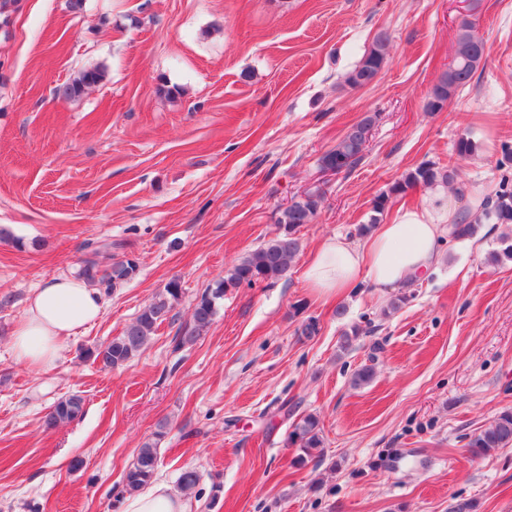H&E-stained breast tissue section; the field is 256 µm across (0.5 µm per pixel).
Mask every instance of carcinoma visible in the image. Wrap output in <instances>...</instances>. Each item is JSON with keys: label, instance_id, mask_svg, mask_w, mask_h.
Returning a JSON list of instances; mask_svg holds the SVG:
<instances>
[{"label": "carcinoma", "instance_id": "1", "mask_svg": "<svg viewBox=\"0 0 512 512\" xmlns=\"http://www.w3.org/2000/svg\"><path fill=\"white\" fill-rule=\"evenodd\" d=\"M455 41L456 50L448 70L438 77L428 94L425 104V110L428 112L441 111L445 102L453 99L470 82L484 58V39L471 22L461 23ZM390 46V35L385 31L379 32L355 68L347 74L346 83L353 87L359 80L381 72L389 61ZM105 77L104 66H90L80 70L70 81L57 86L54 89V96L63 100L75 99L88 88L100 84ZM372 125L373 117L368 115L349 126L336 145L320 156L319 168L334 167L336 162L342 160L346 161L349 171L357 166L363 159ZM455 175L454 167L440 166L432 161L420 163L376 197L373 202L374 216L370 218L369 223L358 225V235L370 234L378 223V216L383 214L395 199L418 187L448 184L454 180ZM323 202V192L319 190L304 196L291 197V204L280 211L277 221L281 231L241 258L224 278L197 297L191 321L183 328L181 336L177 337L178 345L195 342L210 327L217 312V304L229 289L283 278L300 253V239L296 236L298 229L313 222ZM483 218L495 224L511 225L512 192L502 191L496 194L495 199L487 202ZM480 229L481 224L473 221L470 216H462L452 225L450 237L454 240L474 238ZM97 256L98 253L95 251L89 254L82 261L79 270V275L91 284L99 283L116 288L131 279L137 271V263L128 259L103 267ZM490 258L494 262L503 259L512 261V233L500 238V247L490 254ZM181 294L180 282L176 279L169 281L164 290L140 310L133 322L120 335L87 350V357L100 362L103 369H114L124 365L155 336L159 326L168 319L173 303ZM83 412V397L72 394L59 399L53 405L46 422L49 426L71 422ZM288 445L297 448L298 464H319L323 460L325 448L319 417L314 413H308L292 423L288 432ZM509 446H512V410L501 412L469 442L471 455L475 458L484 457L492 451ZM158 463L157 442H144L134 463L124 475L125 491L133 493L151 483Z\"/></svg>", "mask_w": 512, "mask_h": 512}]
</instances>
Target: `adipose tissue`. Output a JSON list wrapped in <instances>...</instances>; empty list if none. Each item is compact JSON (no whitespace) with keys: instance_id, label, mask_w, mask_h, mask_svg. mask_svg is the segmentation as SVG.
I'll use <instances>...</instances> for the list:
<instances>
[{"instance_id":"ef3b65f1","label":"adipose tissue","mask_w":512,"mask_h":512,"mask_svg":"<svg viewBox=\"0 0 512 512\" xmlns=\"http://www.w3.org/2000/svg\"><path fill=\"white\" fill-rule=\"evenodd\" d=\"M454 213L435 187L428 204L399 209L390 223L361 241L336 236L311 254L308 287L322 294L345 295L369 279L386 288H404L423 278L441 257L440 245L451 232ZM104 312L100 291L84 279L58 276L43 281L27 298L24 317L11 336L16 363L51 368L62 357L63 345ZM124 512H185L180 495L159 483L133 495Z\"/></svg>"}]
</instances>
